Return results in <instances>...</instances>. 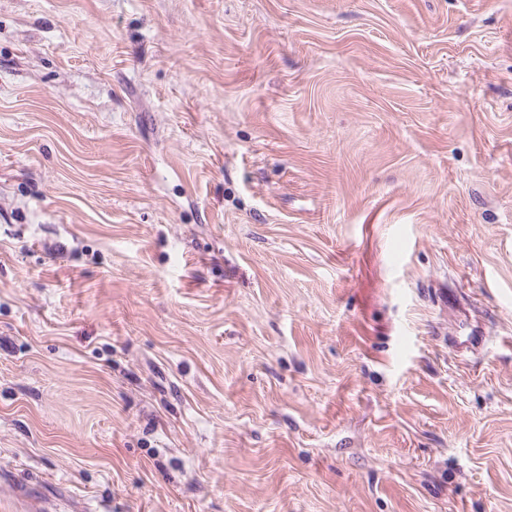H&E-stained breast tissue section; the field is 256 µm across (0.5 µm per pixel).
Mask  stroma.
Returning <instances> with one entry per match:
<instances>
[{
	"label": "stroma",
	"instance_id": "obj_1",
	"mask_svg": "<svg viewBox=\"0 0 512 512\" xmlns=\"http://www.w3.org/2000/svg\"><path fill=\"white\" fill-rule=\"evenodd\" d=\"M0 512H512V0H0Z\"/></svg>",
	"mask_w": 512,
	"mask_h": 512
}]
</instances>
